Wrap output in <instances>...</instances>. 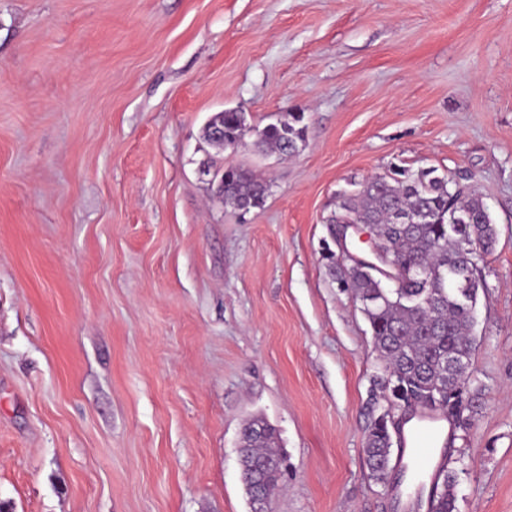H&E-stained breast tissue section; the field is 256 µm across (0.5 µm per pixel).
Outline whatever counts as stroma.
I'll use <instances>...</instances> for the list:
<instances>
[{
	"instance_id": "1",
	"label": "stroma",
	"mask_w": 512,
	"mask_h": 512,
	"mask_svg": "<svg viewBox=\"0 0 512 512\" xmlns=\"http://www.w3.org/2000/svg\"><path fill=\"white\" fill-rule=\"evenodd\" d=\"M227 108L234 149L204 135ZM292 112L298 152H256ZM396 167L474 187L499 230L444 456L457 512H512V0H0V502L250 512L259 415L273 512H412L370 476L391 394L328 260L340 195ZM224 182V204L237 209L244 205L257 207L268 190L267 184L247 170L228 168L221 176L218 186ZM245 441L239 448V461L246 494L253 510L271 512L274 492L282 479L281 462L285 461L284 452L277 445L275 429L262 417H252L244 425ZM240 436V438H241Z\"/></svg>"
}]
</instances>
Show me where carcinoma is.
<instances>
[{
  "label": "carcinoma",
  "instance_id": "carcinoma-1",
  "mask_svg": "<svg viewBox=\"0 0 512 512\" xmlns=\"http://www.w3.org/2000/svg\"><path fill=\"white\" fill-rule=\"evenodd\" d=\"M224 124V143L232 139L246 122L245 113L219 112L211 122ZM303 116L291 115L288 121L270 123L260 130L259 146L286 153V144L304 139L300 127ZM268 190L267 184L241 168L224 171V203L239 209L257 207ZM415 208L421 213L414 224H396L393 213ZM467 213V222L458 215ZM334 218L362 220L376 225L383 250L398 264L415 268L428 266L432 279L423 282L411 276L397 288L383 286L378 273L350 268L343 273L349 288L362 304L370 325L374 349L384 364V386L402 385L426 398L433 411L448 404V391L456 388L448 371V354L472 357L474 311L479 290L484 288L479 267H473L467 299L456 296V276L468 244L477 242L484 253L493 251L498 232L482 196L473 190L454 197L448 193V179L431 170L403 169L388 176L366 181L362 188L340 196ZM435 294L433 305L422 303V295ZM247 433L239 461L246 494L252 508L271 510L274 492L282 479L281 462L285 454L277 445L275 429L264 418L255 416L244 425ZM392 435L390 428L373 421L367 428L364 453L372 478L388 480L391 470ZM433 509L455 512V475L447 465L435 474Z\"/></svg>",
  "mask_w": 512,
  "mask_h": 512
}]
</instances>
